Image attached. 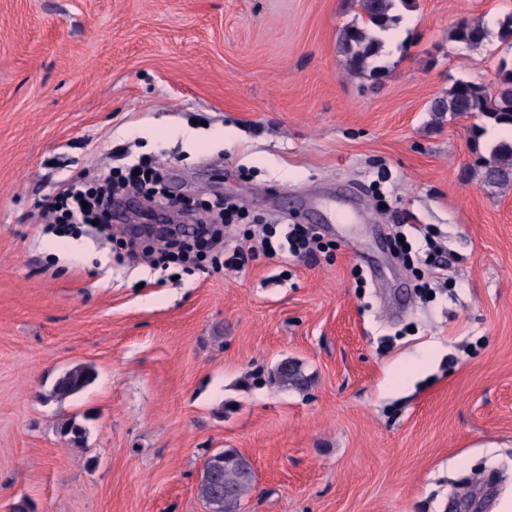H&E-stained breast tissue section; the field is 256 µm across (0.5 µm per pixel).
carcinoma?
I'll list each match as a JSON object with an SVG mask.
<instances>
[{
    "instance_id": "obj_1",
    "label": "carcinoma",
    "mask_w": 512,
    "mask_h": 512,
    "mask_svg": "<svg viewBox=\"0 0 512 512\" xmlns=\"http://www.w3.org/2000/svg\"><path fill=\"white\" fill-rule=\"evenodd\" d=\"M415 0H357L361 23L344 26L340 33V49L345 57V68L351 75L369 73L373 76L384 71L380 64L381 35L402 18V12L414 8ZM487 37V29L479 20H466L455 26L450 38L466 46H477ZM496 80L498 90L484 92L476 83L459 81L448 94L435 100L431 111L442 115L474 116L495 125L512 127V65L501 60ZM481 182L491 188H512V145L493 147L490 156L479 161ZM96 379V371L88 365L67 369L57 379L53 396L66 399L90 386ZM272 379L283 386L297 385L302 380L295 367L284 362L273 372ZM227 459L213 478L203 469L199 494L212 507L213 512H233L237 503L248 495L255 483V474L241 454L233 449L224 450Z\"/></svg>"
}]
</instances>
